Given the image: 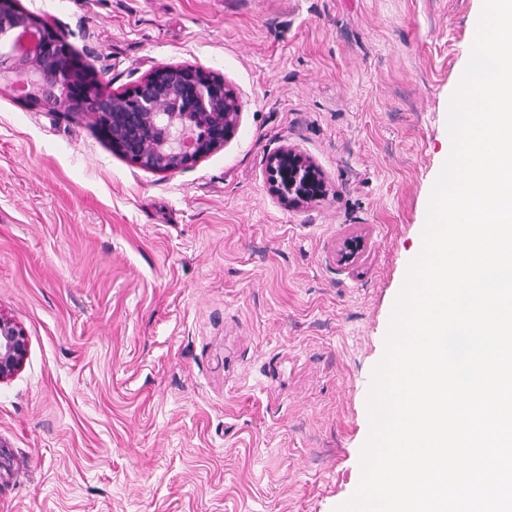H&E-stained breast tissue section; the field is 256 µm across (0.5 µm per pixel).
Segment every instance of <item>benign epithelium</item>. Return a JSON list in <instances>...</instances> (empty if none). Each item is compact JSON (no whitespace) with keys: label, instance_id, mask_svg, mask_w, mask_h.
Instances as JSON below:
<instances>
[{"label":"benign epithelium","instance_id":"1","mask_svg":"<svg viewBox=\"0 0 512 512\" xmlns=\"http://www.w3.org/2000/svg\"><path fill=\"white\" fill-rule=\"evenodd\" d=\"M53 112L90 115L109 146L135 166L158 174L187 168L224 147L238 127L241 104L224 78L193 65L167 64L129 91L100 94L96 77L75 59L53 23L32 15L20 0H0V92ZM272 192L301 207L326 185L313 161L286 146L267 165ZM28 338L0 312V383L24 367Z\"/></svg>","mask_w":512,"mask_h":512}]
</instances>
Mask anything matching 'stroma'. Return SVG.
I'll use <instances>...</instances> for the list:
<instances>
[{
    "label": "stroma",
    "instance_id": "obj_1",
    "mask_svg": "<svg viewBox=\"0 0 512 512\" xmlns=\"http://www.w3.org/2000/svg\"><path fill=\"white\" fill-rule=\"evenodd\" d=\"M21 4L108 92L191 64L241 114L157 174L91 115L0 94V312L29 340L0 383V512H335L481 0ZM288 145L324 198L271 193Z\"/></svg>",
    "mask_w": 512,
    "mask_h": 512
}]
</instances>
